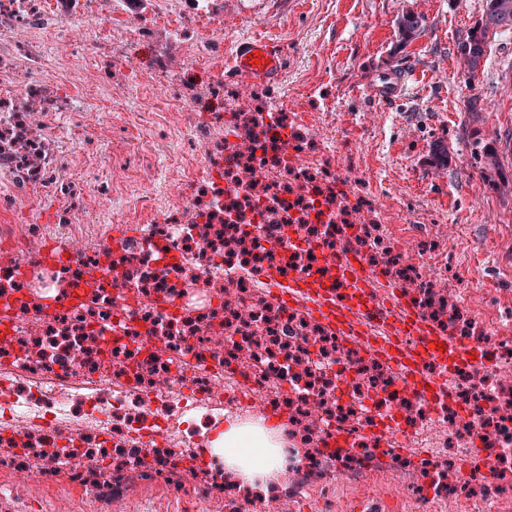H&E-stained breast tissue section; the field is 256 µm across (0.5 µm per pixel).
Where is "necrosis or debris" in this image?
Returning a JSON list of instances; mask_svg holds the SVG:
<instances>
[{"label":"necrosis or debris","instance_id":"1","mask_svg":"<svg viewBox=\"0 0 512 512\" xmlns=\"http://www.w3.org/2000/svg\"><path fill=\"white\" fill-rule=\"evenodd\" d=\"M175 16L173 44L185 68L202 59L198 22L216 0H189ZM113 0H0V472L39 483L64 471L92 489L102 512H122L133 478L174 485L203 466L196 451L223 424L284 418L282 469L266 499L272 512H335L359 498L363 512H505L512 506V342L491 328L497 308L472 309L448 290V245L434 213L395 200L371 181L336 176V143L308 123L302 106L273 102L265 112L224 111V65L212 63L213 90L202 121L194 103L140 78L126 98L111 82L79 71L68 53L82 30L83 55L125 60L112 39ZM86 90L64 92L75 74ZM148 120L186 117L198 145L180 187L151 179L136 204L161 212L128 225L124 208L100 212L118 225L90 250L67 233L44 237L18 223L32 190L66 202L77 178L59 150L54 112L128 111L144 88ZM351 259L370 273L377 301L404 298L431 328L458 340L480 363L449 369L448 398L430 402L406 387L386 355L371 351L381 319L352 314L353 338L300 299L291 280L336 279ZM249 366H242V358ZM66 438L51 443L47 429ZM344 438L334 448L331 436ZM485 453L493 479L471 470ZM51 455L33 472L30 463ZM82 466H75V459ZM198 496L201 508L255 512L264 497L222 467Z\"/></svg>","mask_w":512,"mask_h":512}]
</instances>
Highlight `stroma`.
I'll use <instances>...</instances> for the list:
<instances>
[{
  "instance_id": "obj_1",
  "label": "stroma",
  "mask_w": 512,
  "mask_h": 512,
  "mask_svg": "<svg viewBox=\"0 0 512 512\" xmlns=\"http://www.w3.org/2000/svg\"><path fill=\"white\" fill-rule=\"evenodd\" d=\"M224 15V51L251 34L272 38L283 52V70L264 87L275 98L294 102L312 96L314 111L332 113L337 142L348 143L353 167L337 174L357 182L375 177L393 193L409 195L422 208L443 213L438 231L459 252L449 286L468 292L478 309L512 302V29L490 36L477 81H469L456 56V44L482 16L486 0H220ZM183 0H145L142 10L120 7L112 17V38L130 56L129 80L159 73L163 83L183 98L207 96L206 83L187 85L167 51L170 31L154 20L158 12H182ZM423 15V32L410 43L400 41L402 14ZM150 24L148 37L130 33L131 24ZM388 69L407 76L408 86L396 102L383 104L367 91ZM68 131L66 163L99 176L120 171L112 198L132 201L136 186L157 172L177 179L180 170L165 166L181 140L182 121L140 125L133 112H102L97 151L89 153L85 127L54 115ZM446 146L451 162H431L433 143ZM494 147L498 169L487 168L484 152ZM42 202L39 230L55 235L65 229L53 199ZM70 232L87 246L100 248L112 238L108 224H73ZM205 476L186 474L181 487L135 494L131 512H197L195 497ZM82 490L32 486L13 490L9 474L0 473V512H60L70 501L79 512Z\"/></svg>"
}]
</instances>
